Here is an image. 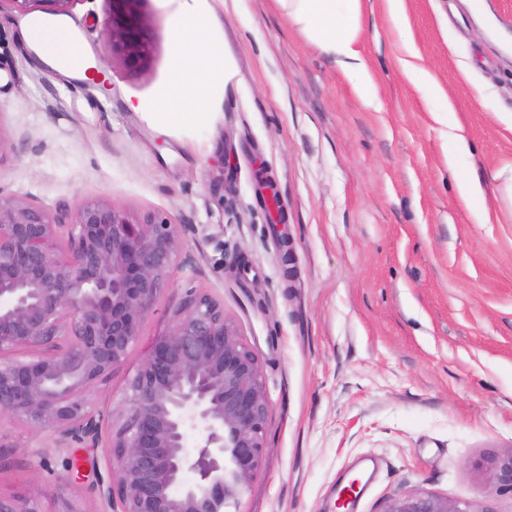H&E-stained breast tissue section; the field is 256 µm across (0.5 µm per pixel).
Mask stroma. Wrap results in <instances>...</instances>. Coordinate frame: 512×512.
<instances>
[{
	"label": "stroma",
	"instance_id": "1",
	"mask_svg": "<svg viewBox=\"0 0 512 512\" xmlns=\"http://www.w3.org/2000/svg\"><path fill=\"white\" fill-rule=\"evenodd\" d=\"M488 3L484 31L463 0H405L404 37L384 0H363L374 107L277 0H205L221 21L207 39L224 54L214 117L164 134L144 115L170 85L169 0H141L143 65L102 36L108 0H74L67 19L103 70L86 78L43 63L21 35L25 17L0 6V193L51 211L104 197L165 217L178 236L170 282L124 365L90 390L95 408L119 410L192 289L223 303L261 359L266 447L237 512H382L417 491L512 512V495L488 479L512 451V202L491 200L490 223L476 224L458 199L465 180L491 190L512 170V124L499 118L512 114V0ZM413 52L471 144L456 167L446 126L402 69ZM262 175L279 209L260 201ZM361 468L359 498L337 510ZM105 469L103 449L0 422L2 495H38L55 512L58 494L106 512Z\"/></svg>",
	"mask_w": 512,
	"mask_h": 512
}]
</instances>
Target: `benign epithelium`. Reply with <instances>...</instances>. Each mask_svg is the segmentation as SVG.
Returning <instances> with one entry per match:
<instances>
[{
  "instance_id": "1",
  "label": "benign epithelium",
  "mask_w": 512,
  "mask_h": 512,
  "mask_svg": "<svg viewBox=\"0 0 512 512\" xmlns=\"http://www.w3.org/2000/svg\"><path fill=\"white\" fill-rule=\"evenodd\" d=\"M19 14L66 13L75 0H7ZM102 34L133 63L150 49L141 0H110ZM173 224L135 218L91 198L61 216L0 194V420L51 430L61 443L99 447L105 425L87 392L122 366L175 265ZM38 348L32 359H6ZM269 411L262 362L224 305L189 291L127 384L124 421L110 428L107 462L118 482L99 484L119 512H232L260 468ZM205 437L188 446V432ZM489 481L512 491V451ZM0 512H43L35 497L0 495ZM382 512H496L417 492Z\"/></svg>"
}]
</instances>
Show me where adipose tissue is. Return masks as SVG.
<instances>
[{"mask_svg": "<svg viewBox=\"0 0 512 512\" xmlns=\"http://www.w3.org/2000/svg\"><path fill=\"white\" fill-rule=\"evenodd\" d=\"M167 20L170 40L177 50L172 79L165 99L146 121L158 129L167 128L171 116L184 123L201 124L209 119L205 105L218 83L224 79L219 54L207 48L206 33L214 17L205 10L203 0H175ZM289 21L323 52L337 56L343 71L366 103L377 100L375 87L355 43L361 28L362 0H277ZM24 38L38 46L43 60L58 70L86 72L90 67L81 43L72 38L60 22L29 23L22 29ZM406 73L423 91L437 122L448 127V162L456 164L468 155L469 143L459 125L450 123L452 105L447 94L428 71L406 63Z\"/></svg>", "mask_w": 512, "mask_h": 512, "instance_id": "adipose-tissue-1", "label": "adipose tissue"}]
</instances>
